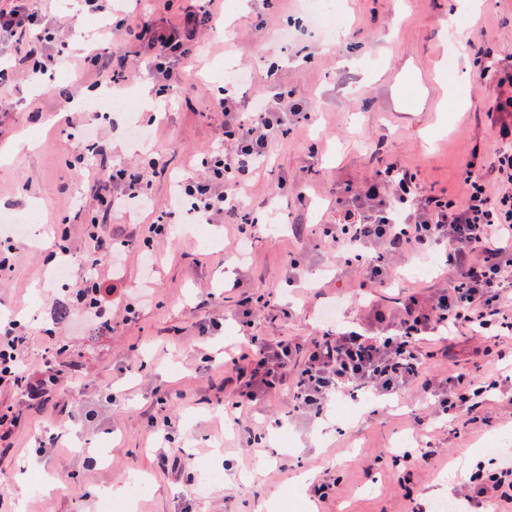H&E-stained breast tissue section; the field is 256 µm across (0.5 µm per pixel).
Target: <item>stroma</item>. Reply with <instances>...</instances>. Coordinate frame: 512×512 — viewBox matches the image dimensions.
I'll list each match as a JSON object with an SVG mask.
<instances>
[{"label": "stroma", "mask_w": 512, "mask_h": 512, "mask_svg": "<svg viewBox=\"0 0 512 512\" xmlns=\"http://www.w3.org/2000/svg\"><path fill=\"white\" fill-rule=\"evenodd\" d=\"M455 0H339L340 37L329 44L304 24V0H223L196 44L178 93L157 92L152 111H140L136 92L155 88L145 53L133 39L109 31L105 17L83 13L80 0H48V25L65 35L49 51L55 65L35 77L0 84V204L16 210L40 202L29 245L0 227V312L22 314L31 343L27 364L38 367L49 339L64 345L57 362L66 386L37 403L22 390L0 388V405L16 409L11 448L0 447V506L15 512H98L102 495L145 478L137 512H409L413 503L451 499L478 466L492 471L512 461V381L490 395L481 411L487 424L458 434L447 425L415 427L430 395L408 387L398 395L333 398L320 416L292 410L281 388L233 416L225 403V348L257 336L268 341L321 337V319L334 309L336 324L368 327L372 309L396 313L415 291L429 297L454 276L442 258L407 254L390 262L393 285L365 286L357 263L324 243L321 227L336 220V197L387 165L417 171L423 193L459 200L466 170L483 174L502 193L491 164L512 117L498 105L512 96V0H480L461 15L449 38L446 21ZM121 60L126 79L115 98L126 110L102 118L75 107L77 96L99 84L79 58L89 41ZM274 80H267L268 69ZM238 85L246 97L292 91L309 119L293 123L246 188L258 220L248 254L236 248L235 225H208L206 241L185 229L153 242L149 261L134 247L152 221L147 212L121 210L108 226L130 252L92 263L86 226L100 209L93 184L99 160L84 156L82 131L96 123L109 162L144 166L150 194L164 206L179 186L197 177L202 159L224 133L215 102ZM136 122L149 137L135 146L126 134ZM288 181L294 195L280 197ZM304 200H297V193ZM68 255H55L56 245ZM66 279L54 281L60 265ZM428 273L413 277V269ZM115 284L112 312L135 307L136 320L103 329L73 303L90 278ZM277 295L278 306L259 295ZM253 309L252 326L238 311ZM431 378L496 367L494 353L512 355V338L485 342L464 334L445 343L429 337ZM491 354L477 358L476 348ZM210 373H199L202 356ZM170 418L169 436L151 424ZM62 434L61 447L47 438ZM431 440V455L416 449ZM411 458H404V451ZM176 453V468L161 471L158 457ZM217 468L223 484L206 499L196 487ZM332 489L316 500V485Z\"/></svg>", "instance_id": "obj_1"}]
</instances>
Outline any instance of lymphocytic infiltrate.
<instances>
[{"label":"lymphocytic infiltrate","mask_w":512,"mask_h":512,"mask_svg":"<svg viewBox=\"0 0 512 512\" xmlns=\"http://www.w3.org/2000/svg\"><path fill=\"white\" fill-rule=\"evenodd\" d=\"M208 15L202 4L171 23L123 17L115 28L135 31L149 53L152 73L164 89L172 90L184 80L178 64L188 58L201 20ZM40 23L32 0H9L7 7H0V35L15 42L26 40ZM288 98V91L282 90L269 98L220 99L224 147L203 160V177L180 188L191 200L190 213L196 221L211 224L221 218L241 227L254 226L241 190L275 140L287 136L289 123L304 119L299 104L289 103ZM416 178L411 170L391 164L364 181L358 191L344 189L336 198L338 219L325 226L322 235L347 259L359 263L372 287H388L387 258L402 252L431 256L445 250L456 271L454 280L426 299L405 295L394 319L376 312L377 324L384 327L377 337L356 330H326L320 340L309 344L290 337L275 341L252 337L248 346L234 348L224 361L234 392L231 408L253 403L288 382L293 385L295 411L317 414L333 395L349 388L387 396L414 385L433 395L436 416L452 424L473 416L485 395L500 387L498 374L480 367L434 383L425 370L422 341L438 331L452 336L469 331L490 340L512 335V255L493 244L502 236L512 238V193L490 197L484 179L470 171L461 201L422 197ZM95 195L107 216L123 205L146 209L152 205L138 167L112 168L96 179ZM479 247L484 256L477 260L473 253ZM26 349L27 337L16 322L0 326V387L22 385L31 393L48 394L62 373L50 360L36 372L22 371ZM460 498L475 505L499 501L512 505V467L472 473Z\"/></svg>","instance_id":"1"}]
</instances>
